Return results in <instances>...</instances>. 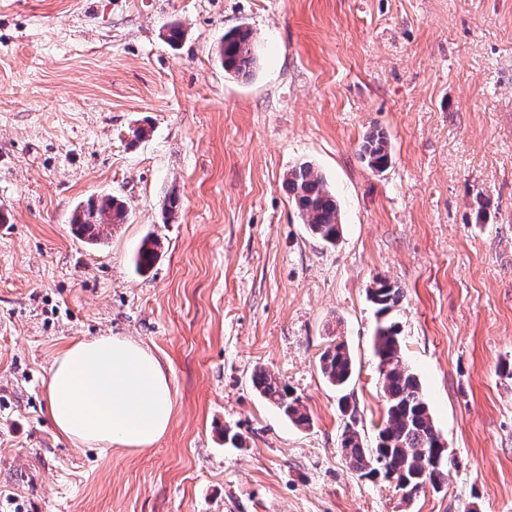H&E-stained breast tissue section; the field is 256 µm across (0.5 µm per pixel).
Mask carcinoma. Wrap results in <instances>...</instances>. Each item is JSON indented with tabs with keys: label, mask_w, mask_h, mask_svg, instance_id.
<instances>
[{
	"label": "carcinoma",
	"mask_w": 512,
	"mask_h": 512,
	"mask_svg": "<svg viewBox=\"0 0 512 512\" xmlns=\"http://www.w3.org/2000/svg\"><path fill=\"white\" fill-rule=\"evenodd\" d=\"M218 53L224 70L238 77L252 75L259 63L258 48L248 28L237 27L225 32ZM359 155L369 168H385L390 158L385 135L377 131L366 136ZM288 191L311 234L325 245H336L342 228L340 207L324 177L310 163H300L288 174ZM106 212L112 213L114 224L123 222L127 216L119 198L105 195L88 201L82 213L75 214L74 232L87 242L96 243ZM158 247V238L145 239L135 259L136 269L150 268L158 257ZM403 299V289L386 279L378 280L371 295L377 315L372 347L386 401L376 446L369 448L365 445L352 414L343 420L341 434L345 438L340 445L346 464L362 479H381L388 483L404 479L412 486L425 482L437 492L448 479V465H437L427 454L439 432L419 379L401 363V330L392 312ZM319 369L326 382L341 392L339 409H350L346 390L352 375V359L346 345L338 342L328 347L319 359ZM252 382L259 395L281 410L292 424L297 427L310 425L306 408L286 383L263 370L253 374Z\"/></svg>",
	"instance_id": "obj_1"
}]
</instances>
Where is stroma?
Segmentation results:
<instances>
[{"instance_id":"obj_1","label":"stroma","mask_w":512,"mask_h":512,"mask_svg":"<svg viewBox=\"0 0 512 512\" xmlns=\"http://www.w3.org/2000/svg\"><path fill=\"white\" fill-rule=\"evenodd\" d=\"M240 24L247 80L215 56ZM375 129L381 171L358 153ZM305 161L338 200L336 247L292 203ZM108 194L127 220L87 245L72 218ZM0 213V512H512V0H0ZM381 278L448 444L442 490L409 502L348 467L319 371L347 344L373 446ZM103 335L165 367L152 448L76 446L48 416L55 357ZM258 368L309 427L259 396ZM252 382L259 395L277 407L297 427H307L311 418L300 403L299 396H293L286 383L264 370L253 374Z\"/></svg>"}]
</instances>
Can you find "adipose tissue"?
Segmentation results:
<instances>
[{
    "label": "adipose tissue",
    "mask_w": 512,
    "mask_h": 512,
    "mask_svg": "<svg viewBox=\"0 0 512 512\" xmlns=\"http://www.w3.org/2000/svg\"><path fill=\"white\" fill-rule=\"evenodd\" d=\"M48 414L76 446L151 448L167 432L172 389L160 360L122 336L69 344L51 365Z\"/></svg>",
    "instance_id": "1"
}]
</instances>
